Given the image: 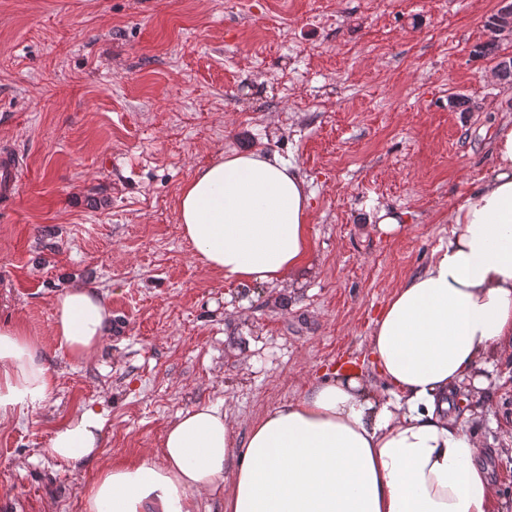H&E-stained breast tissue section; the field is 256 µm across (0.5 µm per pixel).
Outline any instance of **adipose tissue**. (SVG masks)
<instances>
[{"mask_svg": "<svg viewBox=\"0 0 512 512\" xmlns=\"http://www.w3.org/2000/svg\"><path fill=\"white\" fill-rule=\"evenodd\" d=\"M492 174L448 214L446 247L397 288L369 341L376 393L350 365L265 412L237 438L221 405L202 402L165 429L156 457L100 467L83 512H512L497 498L481 446L448 397L485 387L512 351V123L494 143ZM311 194L290 165L233 152L182 186L178 218L202 264L226 281L274 285L311 251ZM54 333L68 359L89 361L112 322L106 295L59 293ZM55 375L42 343L0 328V421L45 406ZM104 419L85 408L46 448L71 468L96 458Z\"/></svg>", "mask_w": 512, "mask_h": 512, "instance_id": "obj_1", "label": "adipose tissue"}]
</instances>
